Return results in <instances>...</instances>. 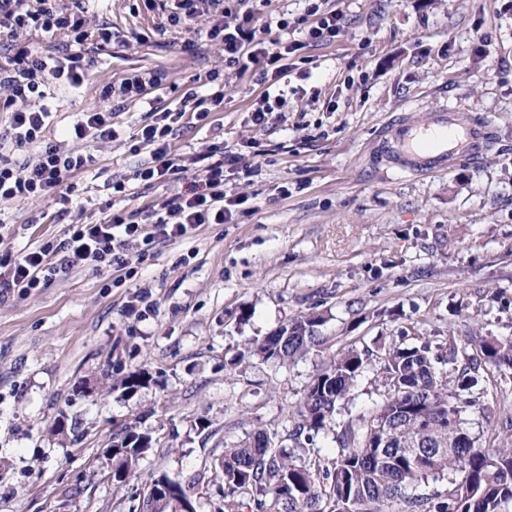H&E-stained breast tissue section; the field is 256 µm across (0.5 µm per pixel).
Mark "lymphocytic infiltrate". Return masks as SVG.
I'll return each instance as SVG.
<instances>
[{
    "instance_id": "lymphocytic-infiltrate-1",
    "label": "lymphocytic infiltrate",
    "mask_w": 512,
    "mask_h": 512,
    "mask_svg": "<svg viewBox=\"0 0 512 512\" xmlns=\"http://www.w3.org/2000/svg\"><path fill=\"white\" fill-rule=\"evenodd\" d=\"M172 24L209 16L208 40L222 48L224 62L241 73L257 75L259 82L279 80L288 71L291 60L305 43H324L336 39L344 14L329 0H315L308 9L311 21L304 40L269 41L267 28L259 17L269 0H250L246 10L235 8V0H172ZM0 27L6 29L8 53L0 59V111L10 114V139L17 145L37 149L31 163L18 167L0 160V200L28 201L54 198L74 192V178L92 163L90 155L69 149L64 142L48 140L54 121L48 103L51 85L65 89L80 88L91 74L92 60L78 52L63 58L32 47L25 38L29 31L62 32L73 43L84 45L88 39L97 44L112 40L110 28L90 30L85 16L64 12L55 0H0ZM164 71L133 73L101 90L107 102L141 100L158 90L166 80ZM224 105L223 92L199 97L196 91L183 94L175 107L154 110L150 124L144 125L132 146L133 151L149 150L153 163L133 171L131 178L146 183L169 180L188 172L185 158L172 154L171 136L187 112L206 117ZM67 139L115 141L120 131L112 122L111 112L91 109L66 133ZM236 156L222 154L208 163L198 180L187 191L165 200L149 217L139 212L115 209L95 224L70 225L64 237L55 243L14 253L0 250V290L29 293L67 274L83 263L109 274L128 267L127 250L140 244L153 248L161 242L183 238L204 224L234 222L245 200L227 195L224 169L235 164Z\"/></svg>"
}]
</instances>
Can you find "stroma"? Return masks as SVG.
Returning a JSON list of instances; mask_svg holds the SVG:
<instances>
[{
	"label": "stroma",
	"instance_id": "stroma-1",
	"mask_svg": "<svg viewBox=\"0 0 512 512\" xmlns=\"http://www.w3.org/2000/svg\"><path fill=\"white\" fill-rule=\"evenodd\" d=\"M57 5L111 26L112 42L91 49L89 84L54 90L53 137L99 105L100 84L154 69L168 80L153 101L117 112L124 137L72 142L93 162L71 202L0 201L13 251L99 222L105 201L145 215L184 192L197 170L130 181L151 160L130 146L151 106L190 88H223L224 109L184 119L172 150L190 157L217 145L236 155L224 188L247 197L248 210L144 254L131 245V276L86 266L29 296L0 295V512H140L162 473L200 480L198 512H251L225 503L223 481L207 471L226 445L260 430L277 434L297 463L327 464L336 427L302 448L288 421L323 354L287 366L246 355L302 314L322 315L319 332L335 351H374L404 332L435 345L512 337V0H344L340 36L299 51L284 78L287 102L262 129L251 112L263 87L225 65L205 37L207 17L171 24L169 0ZM307 7L270 0V38H301ZM281 19L287 32L275 27ZM442 104L491 121L478 162L412 176L376 159L388 123L425 120ZM120 180L121 193L112 188ZM138 369L150 373L148 386L117 388ZM486 388L497 410L479 403L462 414L485 445L512 425V371L491 374ZM131 424L150 432L152 448L137 478L118 486L102 451Z\"/></svg>",
	"mask_w": 512,
	"mask_h": 512
}]
</instances>
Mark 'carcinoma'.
Masks as SVG:
<instances>
[{
    "label": "carcinoma",
    "mask_w": 512,
    "mask_h": 512,
    "mask_svg": "<svg viewBox=\"0 0 512 512\" xmlns=\"http://www.w3.org/2000/svg\"><path fill=\"white\" fill-rule=\"evenodd\" d=\"M308 313L280 326L250 346L264 361L286 365L311 351H326ZM370 353L349 346L327 355L303 390L291 419V437L309 444L336 420ZM512 370V340L470 336L459 345L448 335L440 351L423 337L385 349L380 375L393 388L371 411L336 433L332 464L299 465L287 448L270 445L265 433L224 449L214 474L224 497L250 495L256 512H512V435L487 451L463 425L461 415L486 392L489 375ZM152 436L129 425L112 446V481L136 478ZM450 475L442 496L414 494L429 478ZM164 485L170 499L152 501V487ZM144 512H176L195 504V483L161 474L150 482Z\"/></svg>",
    "instance_id": "obj_1"
}]
</instances>
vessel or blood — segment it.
<instances>
[{
	"instance_id": "1",
	"label": "vessel or blood",
	"mask_w": 512,
	"mask_h": 512,
	"mask_svg": "<svg viewBox=\"0 0 512 512\" xmlns=\"http://www.w3.org/2000/svg\"><path fill=\"white\" fill-rule=\"evenodd\" d=\"M491 135L487 119L442 105L433 107L426 121H395L381 139L379 151L399 170L436 173L464 160L481 159Z\"/></svg>"
}]
</instances>
